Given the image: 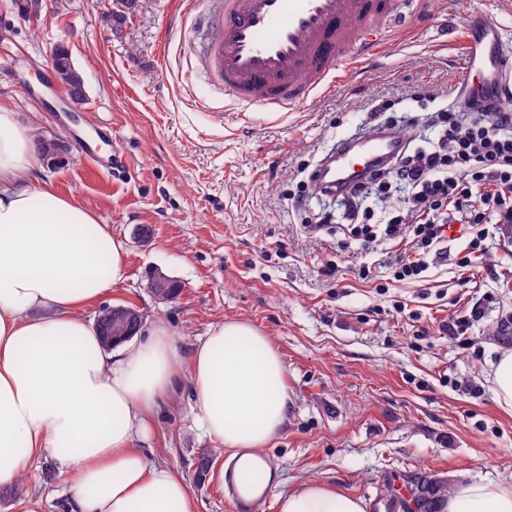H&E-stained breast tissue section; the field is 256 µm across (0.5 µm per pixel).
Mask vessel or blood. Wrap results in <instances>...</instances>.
Masks as SVG:
<instances>
[{
	"label": "vessel or blood",
	"mask_w": 512,
	"mask_h": 512,
	"mask_svg": "<svg viewBox=\"0 0 512 512\" xmlns=\"http://www.w3.org/2000/svg\"><path fill=\"white\" fill-rule=\"evenodd\" d=\"M212 3L217 22L198 57L201 69L237 105L281 112L331 92L385 29L426 0H181L180 12L196 18ZM463 44L464 95L473 91L471 72L482 73L489 87L512 67L495 23L467 24ZM399 141L371 132L340 142L317 168L316 185L353 186L393 158Z\"/></svg>",
	"instance_id": "b4317fda"
}]
</instances>
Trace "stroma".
Returning a JSON list of instances; mask_svg holds the SVG:
<instances>
[{"mask_svg":"<svg viewBox=\"0 0 512 512\" xmlns=\"http://www.w3.org/2000/svg\"><path fill=\"white\" fill-rule=\"evenodd\" d=\"M111 4L50 2L23 20L12 0H0L8 21L0 28V102L58 140L56 158L40 159L43 176L129 251L125 280L84 318L135 305L144 327L170 329L184 361L226 320L249 321L271 338L287 369L288 422L264 450L277 477L261 512H278L279 497L306 481L363 499L366 512H384L382 490L398 475L511 484L512 411L489 391L499 343L486 334L512 317V223L488 213L479 251L467 227L455 225L427 256L425 279L398 282L403 246L362 245L340 202L307 184L338 140L374 128L380 99L398 98L402 134L430 147L436 112L457 106L466 15L490 17L512 41V0H429L389 29L334 94L275 115L236 111L189 70V51L210 37L212 15L186 26L176 0H136L111 32L99 22ZM60 43L84 78L82 108L97 128L112 130L93 151L120 157L119 173L87 165L78 138L61 131L47 64ZM157 271L181 282L177 299L152 294ZM460 316L467 329L450 338L448 326ZM135 445L184 479L197 512H233L223 487L197 470L200 452L215 469L230 453L201 429L188 377ZM21 481L23 496L0 493V512H20L29 499L40 500L41 512H69L70 468L34 459Z\"/></svg>","mask_w":512,"mask_h":512,"instance_id":"1","label":"stroma"}]
</instances>
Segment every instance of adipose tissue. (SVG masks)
<instances>
[{
    "mask_svg": "<svg viewBox=\"0 0 512 512\" xmlns=\"http://www.w3.org/2000/svg\"><path fill=\"white\" fill-rule=\"evenodd\" d=\"M30 125L0 105V487L28 461L74 469L73 512H196L184 480L134 448L147 418L188 369L210 439L237 468L276 471L263 456L288 421L286 368L252 323L227 320L179 359L164 325L136 345L104 349L82 312L121 282L127 249L74 196L41 176ZM280 512H365L319 483L280 496ZM445 512H512V483L459 481Z\"/></svg>",
    "mask_w": 512,
    "mask_h": 512,
    "instance_id": "1",
    "label": "adipose tissue"
}]
</instances>
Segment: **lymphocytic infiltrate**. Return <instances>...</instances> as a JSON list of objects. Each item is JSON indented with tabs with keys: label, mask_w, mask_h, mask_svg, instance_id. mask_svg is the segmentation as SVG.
Here are the masks:
<instances>
[{
	"label": "lymphocytic infiltrate",
	"mask_w": 512,
	"mask_h": 512,
	"mask_svg": "<svg viewBox=\"0 0 512 512\" xmlns=\"http://www.w3.org/2000/svg\"><path fill=\"white\" fill-rule=\"evenodd\" d=\"M467 117L452 110H440L437 144L409 155L399 153L366 182L349 190H337L353 227L355 239L366 243L409 237L411 255L400 258L396 280H415L426 271L425 257L445 242L449 210H456L462 223L472 230V247L481 249L488 209H496L501 221L512 223V113L504 111L498 90L473 96ZM411 187L408 211L402 216L374 224L364 207L373 194H388L393 185ZM487 187L484 209L470 199L474 190Z\"/></svg>",
	"instance_id": "obj_1"
}]
</instances>
